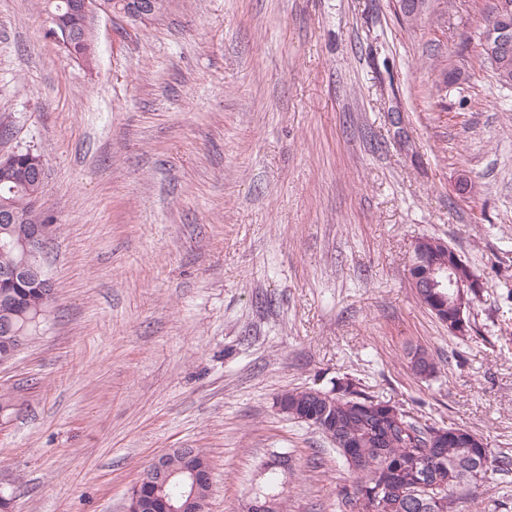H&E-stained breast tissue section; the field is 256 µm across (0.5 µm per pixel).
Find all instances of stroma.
I'll return each instance as SVG.
<instances>
[{"instance_id":"35a3bbf8","label":"stroma","mask_w":512,"mask_h":512,"mask_svg":"<svg viewBox=\"0 0 512 512\" xmlns=\"http://www.w3.org/2000/svg\"><path fill=\"white\" fill-rule=\"evenodd\" d=\"M490 0H168L96 14L67 60L38 0H0V153L46 162L48 322L0 390L14 512H122L142 471L204 448L208 512L288 454V512H337L331 442L275 405L336 378L512 456V89L478 61ZM464 72L436 88L437 65ZM481 282L467 340L421 306L414 245ZM424 346L436 378L412 374ZM461 512H512V474ZM62 51L67 58L90 66L93 62L94 51L89 28L85 29V33L82 37L72 42L68 48L62 49Z\"/></svg>"}]
</instances>
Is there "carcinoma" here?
Wrapping results in <instances>:
<instances>
[{
	"label": "carcinoma",
	"mask_w": 512,
	"mask_h": 512,
	"mask_svg": "<svg viewBox=\"0 0 512 512\" xmlns=\"http://www.w3.org/2000/svg\"><path fill=\"white\" fill-rule=\"evenodd\" d=\"M71 0H40L42 10L50 17L68 18ZM502 17L512 21V0H492L486 15V25L496 24ZM479 55L492 69L496 81L512 87V53L490 57L485 47V32H480ZM75 62L89 65L93 62V42L90 31L63 50ZM28 155L7 170L0 168V197L13 201L14 208L23 213L27 197L42 193L43 183L29 179ZM46 306L44 289L33 280L16 289V298L9 307L0 305V330L4 323L23 326L25 318L37 308ZM412 372L428 379L438 372V362L425 348L409 353ZM349 382L338 379L328 389L315 388L308 394L304 390L286 391L277 396L282 413L289 418L326 434V422L336 425V454L351 470V485L368 497L369 512H458L463 496L477 489L488 475L512 472V457L495 454L488 448L469 447L468 438L473 431L457 427V435L448 440L446 448L429 446V434L434 425L416 418L400 403H393L398 412L380 407L375 396L358 388V399L346 396ZM374 404V412L365 413L359 405ZM391 473L405 485L402 494H387L372 498L381 478ZM282 485L280 470H266L267 490L277 496L278 512H287L286 501L278 488ZM188 475H175L164 492L155 485L144 484L140 493L155 497L158 512H171L183 503V494L190 492ZM338 512H363L360 498H350L343 491L336 493Z\"/></svg>",
	"instance_id": "carcinoma-1"
}]
</instances>
